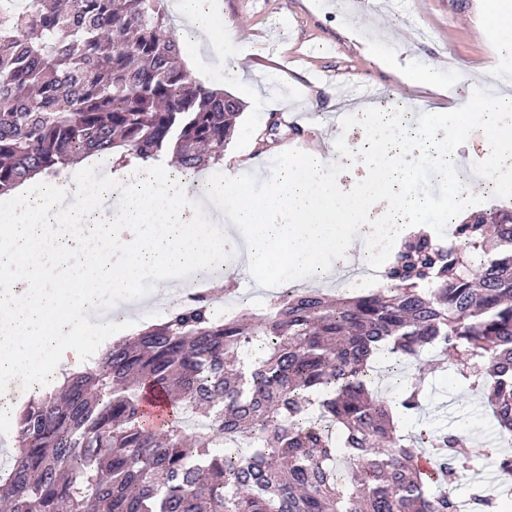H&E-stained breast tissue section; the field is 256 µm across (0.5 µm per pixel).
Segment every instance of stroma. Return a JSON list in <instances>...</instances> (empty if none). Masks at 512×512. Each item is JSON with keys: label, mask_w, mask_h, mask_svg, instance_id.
<instances>
[{"label": "stroma", "mask_w": 512, "mask_h": 512, "mask_svg": "<svg viewBox=\"0 0 512 512\" xmlns=\"http://www.w3.org/2000/svg\"><path fill=\"white\" fill-rule=\"evenodd\" d=\"M224 0V24L213 32L216 42H229L239 68L249 79L237 130L224 152V162L211 166L212 175H223L225 167L258 160L266 171L262 180L250 182L251 195L262 196L276 177L286 150L295 156L311 148L329 150L344 146L343 129L362 123L358 112L367 87L394 94L410 111L423 113L436 96L410 85L403 72L410 59H429L445 69L448 96L459 81L478 76L480 68L502 51L492 22L476 12L477 0H394L387 15L363 18L365 38L357 42L345 34L347 12L342 0ZM429 31L425 41L414 38L415 28ZM380 44L390 52L386 65L373 62L366 45ZM343 108V124L329 116ZM267 133L268 149L258 152L253 130ZM417 144H409L400 159L405 187L421 189L426 201L416 212L433 238L444 239L448 227L439 215L449 209L452 180L422 183L421 166L428 161ZM428 397L420 420L409 421L406 432L425 425L470 429V450L480 452L488 441L498 438L482 395L453 370L431 367Z\"/></svg>", "instance_id": "stroma-1"}]
</instances>
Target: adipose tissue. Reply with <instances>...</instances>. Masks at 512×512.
I'll list each match as a JSON object with an SVG mask.
<instances>
[{
    "label": "adipose tissue",
    "mask_w": 512,
    "mask_h": 512,
    "mask_svg": "<svg viewBox=\"0 0 512 512\" xmlns=\"http://www.w3.org/2000/svg\"><path fill=\"white\" fill-rule=\"evenodd\" d=\"M169 5L179 37L192 45L190 62L223 75L224 58L210 43L222 0H169ZM364 112L370 121L345 160L357 166L365 152L387 160L385 178L374 186L370 201L364 184L340 186L331 180L326 173L331 156L315 152L286 160L279 181L258 200L247 195L241 172L225 171L220 181L206 170L192 173L198 187L192 193L183 187L180 171L160 168L151 158L116 168L90 156L81 161L80 176L38 180L39 195L20 186L24 205L8 211L9 226L0 235V343L16 346L0 358V379H16L49 353L59 373L89 366L82 351L59 349L58 337L83 326L111 337L112 322L103 310L127 311L136 278L146 268L165 275V291L171 294L187 287L181 272L206 266L221 269L219 288L238 270L261 272L274 265L293 274L307 272L311 283L321 284L335 280L336 256L370 257V227L364 219L373 206L392 213L420 207L421 201L399 190L392 161L400 139L384 136L373 106ZM468 115V110L438 105L421 122L423 133L437 121L452 129L443 152L446 164L459 157L471 129ZM49 216L80 225V237L65 234L47 242L43 229ZM116 247L124 255L119 268L109 260ZM89 265L96 279L77 290Z\"/></svg>",
    "instance_id": "obj_1"
}]
</instances>
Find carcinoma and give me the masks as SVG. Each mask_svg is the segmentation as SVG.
<instances>
[{
	"instance_id": "cac0c4a2",
	"label": "carcinoma",
	"mask_w": 512,
	"mask_h": 512,
	"mask_svg": "<svg viewBox=\"0 0 512 512\" xmlns=\"http://www.w3.org/2000/svg\"><path fill=\"white\" fill-rule=\"evenodd\" d=\"M0 0V197L88 155L224 160L241 102L195 80L167 0ZM386 285L330 299L287 285L265 312L206 295L112 342L17 417L9 512H459L477 459L458 429L409 434L434 351L512 434V210L405 236ZM393 355L400 392L374 388ZM171 419H142L146 389ZM442 487L430 490L425 448ZM472 512H498L472 493Z\"/></svg>"
}]
</instances>
